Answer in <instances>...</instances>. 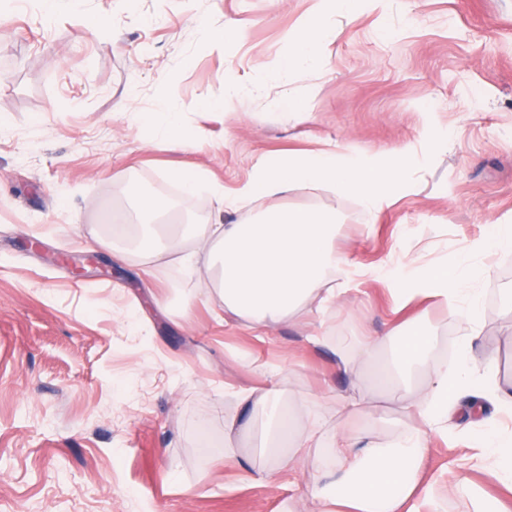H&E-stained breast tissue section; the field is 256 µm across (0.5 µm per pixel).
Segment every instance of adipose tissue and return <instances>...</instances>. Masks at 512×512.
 Here are the masks:
<instances>
[{"instance_id": "1", "label": "adipose tissue", "mask_w": 512, "mask_h": 512, "mask_svg": "<svg viewBox=\"0 0 512 512\" xmlns=\"http://www.w3.org/2000/svg\"><path fill=\"white\" fill-rule=\"evenodd\" d=\"M358 11L359 0H314L309 16L280 55L279 67L286 70L312 62L318 56L320 41L329 34L330 21L338 15L355 20ZM145 119L159 136L180 146L193 145L203 138L201 132L183 125L179 113L167 111L162 105ZM344 150L339 143L312 158L261 165L230 195L225 194L223 185L210 183L217 209L207 223L189 221L168 233L163 232L162 223L174 211L171 203L129 181L125 187L131 214L115 212L106 215L104 221L117 234L134 228L132 254L141 264L153 265L175 255L181 268L190 274L199 258L207 257L217 271V290L225 315L246 328L269 330L310 302L323 307L335 304L347 293L351 275L348 260L334 248L338 229L335 213L289 207L283 195L295 189L325 186L338 195L354 198L366 212L375 214L391 203L388 189L408 154L407 149H400L393 161L382 167L364 157L345 159ZM244 209L252 212V220L225 223V211ZM482 249L479 243L471 246L469 253L450 267L385 274L386 279L398 284L402 295L436 299L463 329L457 360L435 366L410 412L412 425L403 427L395 439L387 442L340 428L332 436L330 460H323L314 452L322 439L314 401L304 403L290 432L280 418L276 390L251 389L239 392L238 398L243 405L265 412L266 437L271 447L277 448V455L263 469L240 459L233 446L240 426L233 416L224 419V444L216 448V455L271 486L282 472L306 479L305 496L313 512H330L334 505L349 512H402L419 485L434 489V482L425 481L419 469V458L430 436L446 435L452 415L457 416L461 430L477 428L473 415L484 402L512 404V390L495 380L492 363L480 365L469 356L479 318L478 299L463 297L462 288L482 276V268L472 260L473 254ZM391 336L399 339L400 364L411 367L428 358L427 333L412 321L393 323L384 335L359 337L356 351L338 348L337 370L354 374L358 363L373 359ZM479 445L487 476L512 487V434L494 431L486 434Z\"/></svg>"}]
</instances>
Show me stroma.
I'll list each match as a JSON object with an SVG mask.
<instances>
[{
	"instance_id": "1",
	"label": "stroma",
	"mask_w": 512,
	"mask_h": 512,
	"mask_svg": "<svg viewBox=\"0 0 512 512\" xmlns=\"http://www.w3.org/2000/svg\"><path fill=\"white\" fill-rule=\"evenodd\" d=\"M312 0H84L44 23L38 0L0 12V512H306L294 480L249 479L201 445L224 437L225 415L257 443L261 416L236 393L275 387L282 406L318 400L324 431L368 427L391 438L413 391L377 374L394 340L355 377L336 347L419 318L436 360L459 352L447 310L369 271L455 263L475 243L488 269L472 359L512 386V257L489 247L512 224V0H385L356 22L330 23L314 65L281 70L277 53ZM106 15L109 30L86 31ZM240 32L204 43L200 20ZM239 97L219 107L224 81ZM204 132L180 147L138 122L158 100ZM344 144L348 157L390 161L409 147L395 200L368 215L329 189L294 190L288 206L332 210L336 248L357 274L336 305L312 303L274 331L218 320L214 274L143 270L99 245L101 216L125 207L117 179L169 188L196 169L233 193L259 163ZM195 306L180 312L181 296ZM168 298L163 311L154 298ZM325 324L334 341L304 338ZM357 391L372 414L345 419L336 398ZM468 440L434 439L420 465L467 481L512 510V492L476 465Z\"/></svg>"
}]
</instances>
